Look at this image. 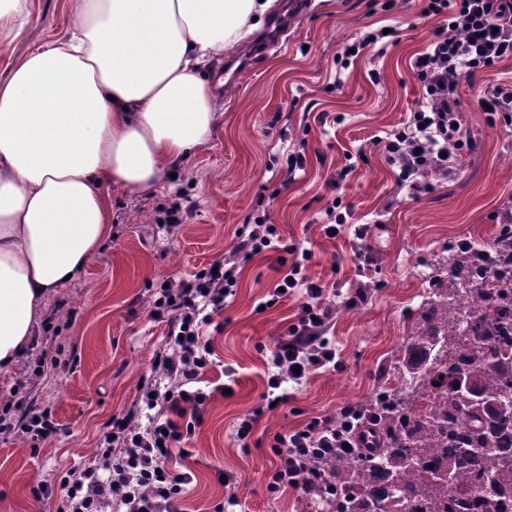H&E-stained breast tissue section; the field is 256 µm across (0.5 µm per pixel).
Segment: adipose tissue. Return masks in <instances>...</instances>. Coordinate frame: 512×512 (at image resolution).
<instances>
[{
    "label": "adipose tissue",
    "mask_w": 512,
    "mask_h": 512,
    "mask_svg": "<svg viewBox=\"0 0 512 512\" xmlns=\"http://www.w3.org/2000/svg\"><path fill=\"white\" fill-rule=\"evenodd\" d=\"M266 0H82L0 82V369L111 234L105 187L152 191L218 128L203 75Z\"/></svg>",
    "instance_id": "1"
}]
</instances>
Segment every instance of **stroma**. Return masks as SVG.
Wrapping results in <instances>:
<instances>
[{
    "label": "stroma",
    "mask_w": 512,
    "mask_h": 512,
    "mask_svg": "<svg viewBox=\"0 0 512 512\" xmlns=\"http://www.w3.org/2000/svg\"><path fill=\"white\" fill-rule=\"evenodd\" d=\"M80 3L28 0L21 35L0 31V81L16 59L15 44L57 40ZM426 5L313 0L283 35L261 24L211 62L205 76L212 81L225 58L249 53L254 61L220 94V135L151 193L110 188L111 237L73 281L44 299L34 344L0 370V406L20 389L22 405L50 409L60 428L35 450L21 434H0V512H54L30 487L92 464L105 422L137 399L167 334L164 321L149 317L155 292L231 256L238 229L265 210L277 247L242 266L206 331L214 359L203 376L210 398L184 444L187 456L172 464L193 477L180 512H217L232 497L238 512H306L300 492L268 488L277 437L367 400L410 333L449 242L486 245L501 211L512 208V122L478 105L493 90H512V59L461 79L468 142L456 153L452 177L432 173L412 189L387 157L384 138L410 120L421 95L411 61L435 24L423 14ZM385 25L397 31L395 46L339 68L344 44ZM292 153L305 161L288 183ZM183 198L193 206L167 231L158 213ZM334 199L350 208L351 218L330 238L322 225ZM304 249L311 252L304 276L323 287L326 304L336 309L325 329L336 362L311 368L302 383H284L287 403L269 410L262 394L272 351L296 323L304 294L292 290L270 308L265 302L294 251ZM58 347L68 366L36 373L37 360ZM251 416L252 435L238 441L237 423ZM219 468L235 473L236 483H220Z\"/></svg>",
    "instance_id": "stroma-1"
}]
</instances>
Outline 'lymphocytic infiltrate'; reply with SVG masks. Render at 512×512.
Masks as SVG:
<instances>
[{
  "instance_id": "lymphocytic-infiltrate-1",
  "label": "lymphocytic infiltrate",
  "mask_w": 512,
  "mask_h": 512,
  "mask_svg": "<svg viewBox=\"0 0 512 512\" xmlns=\"http://www.w3.org/2000/svg\"><path fill=\"white\" fill-rule=\"evenodd\" d=\"M424 14L437 17L438 23L412 62L422 98L407 125L385 144L402 181L410 183L421 172L449 170L454 151L463 144L457 76H475L512 57V0H429ZM236 284L235 267L216 261L193 279L160 289L150 316L166 321L167 338L155 352V364L143 378L133 408L106 422L96 464L69 471L54 483H33L30 492L36 501L55 504L56 512H178L192 475L171 468L170 461L201 424L209 400L200 383L212 349L202 329L223 312ZM304 287L307 300L298 322L273 352L275 371L263 394L269 404L287 402L280 391L284 382L301 381L310 368L336 358L322 337L333 314L321 300L324 289L315 283ZM141 415L147 425L136 424ZM363 428L354 407L347 406L338 419L315 417L279 438L271 489L316 494L323 484L318 461L339 449L360 448ZM17 430L37 445L57 435L59 425L45 408L29 409L18 424L0 414V434Z\"/></svg>"
}]
</instances>
